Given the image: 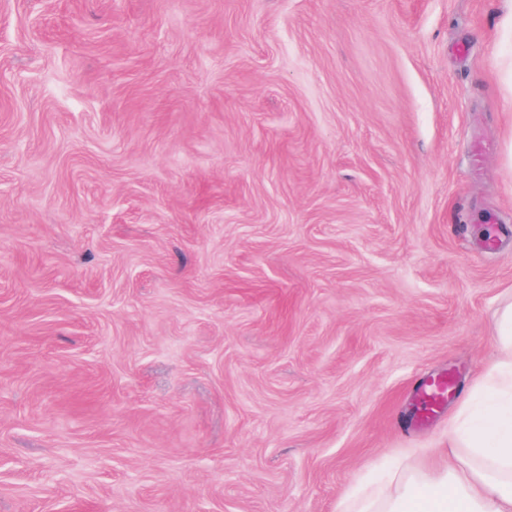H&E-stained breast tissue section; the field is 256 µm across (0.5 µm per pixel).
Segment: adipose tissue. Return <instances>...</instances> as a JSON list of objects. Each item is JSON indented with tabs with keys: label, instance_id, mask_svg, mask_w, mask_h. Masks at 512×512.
Here are the masks:
<instances>
[{
	"label": "adipose tissue",
	"instance_id": "1",
	"mask_svg": "<svg viewBox=\"0 0 512 512\" xmlns=\"http://www.w3.org/2000/svg\"><path fill=\"white\" fill-rule=\"evenodd\" d=\"M499 357L448 422V446L415 448L375 489L339 512H512V300L496 317Z\"/></svg>",
	"mask_w": 512,
	"mask_h": 512
}]
</instances>
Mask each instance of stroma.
<instances>
[{"label":"stroma","mask_w":512,"mask_h":512,"mask_svg":"<svg viewBox=\"0 0 512 512\" xmlns=\"http://www.w3.org/2000/svg\"><path fill=\"white\" fill-rule=\"evenodd\" d=\"M511 294L512 0H0V512H338Z\"/></svg>","instance_id":"obj_1"}]
</instances>
